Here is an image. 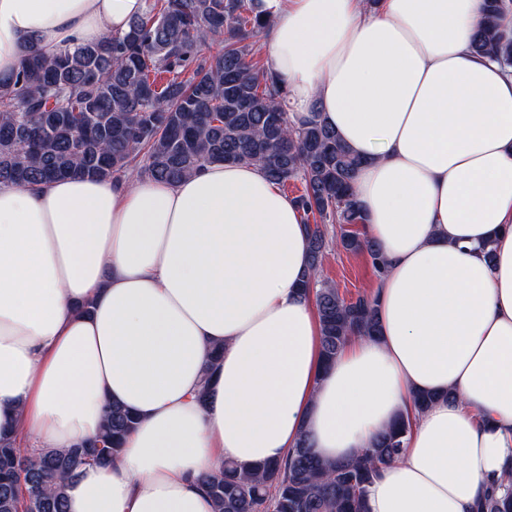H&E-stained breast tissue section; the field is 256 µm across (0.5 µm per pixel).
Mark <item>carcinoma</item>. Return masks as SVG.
I'll return each instance as SVG.
<instances>
[{
	"label": "carcinoma",
	"instance_id": "obj_1",
	"mask_svg": "<svg viewBox=\"0 0 512 512\" xmlns=\"http://www.w3.org/2000/svg\"><path fill=\"white\" fill-rule=\"evenodd\" d=\"M263 0H153L126 33L46 56L33 50L0 75V185L27 186L64 176L147 175L175 182L215 162L256 163L276 185L301 181L294 197L310 239V274L325 363L349 336L376 335L371 295L347 300L320 280L329 245L367 256L377 244L350 226L366 223L352 182L360 165L336 131L316 116L299 122L268 67L254 62L255 38L270 15ZM471 51L512 67V0H484ZM211 39L218 50L204 55ZM343 226L329 236L328 226ZM136 417L107 407L101 435L29 457L0 432V512H65L67 481L89 463L117 459ZM400 420L372 448L327 463L303 439L285 458L243 468L226 462L201 478L214 512H366V489L402 451ZM476 512H512V488L482 498Z\"/></svg>",
	"mask_w": 512,
	"mask_h": 512
}]
</instances>
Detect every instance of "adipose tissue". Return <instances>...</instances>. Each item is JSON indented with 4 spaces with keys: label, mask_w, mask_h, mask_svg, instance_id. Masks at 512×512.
<instances>
[{
    "label": "adipose tissue",
    "mask_w": 512,
    "mask_h": 512,
    "mask_svg": "<svg viewBox=\"0 0 512 512\" xmlns=\"http://www.w3.org/2000/svg\"><path fill=\"white\" fill-rule=\"evenodd\" d=\"M263 2L291 116L318 114L362 161L379 336L323 364L309 240L259 165L0 185V431L65 449L121 404L137 424L67 484V512H213L199 478L224 462L304 437L345 461L403 417L368 512H476L512 486V68L470 49L484 0ZM146 9L0 0V73Z\"/></svg>",
    "instance_id": "obj_1"
}]
</instances>
